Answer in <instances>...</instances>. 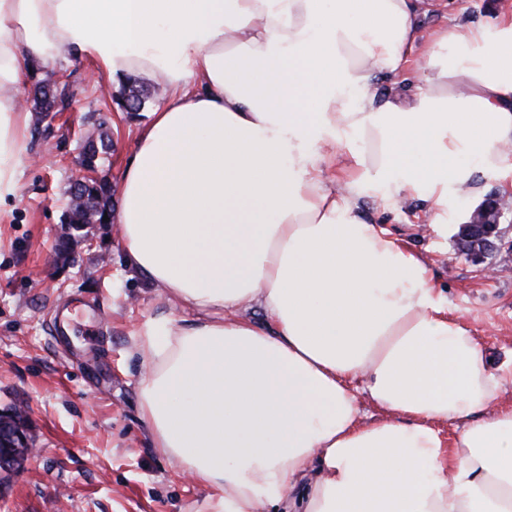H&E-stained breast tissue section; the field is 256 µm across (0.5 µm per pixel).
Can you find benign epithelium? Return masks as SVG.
<instances>
[{"instance_id": "obj_1", "label": "benign epithelium", "mask_w": 512, "mask_h": 512, "mask_svg": "<svg viewBox=\"0 0 512 512\" xmlns=\"http://www.w3.org/2000/svg\"><path fill=\"white\" fill-rule=\"evenodd\" d=\"M504 216V199L494 191L474 208L461 226L462 249L478 260L495 250L501 241L500 223ZM25 419L26 408L15 406L0 413V479L7 480L21 470L22 460L35 453Z\"/></svg>"}]
</instances>
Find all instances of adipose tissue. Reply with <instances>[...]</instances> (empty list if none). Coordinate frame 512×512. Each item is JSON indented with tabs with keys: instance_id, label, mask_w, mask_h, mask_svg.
Masks as SVG:
<instances>
[{
	"instance_id": "adipose-tissue-1",
	"label": "adipose tissue",
	"mask_w": 512,
	"mask_h": 512,
	"mask_svg": "<svg viewBox=\"0 0 512 512\" xmlns=\"http://www.w3.org/2000/svg\"><path fill=\"white\" fill-rule=\"evenodd\" d=\"M425 3L0 0V201L34 67L164 82L117 227L184 312L138 322L132 350L153 445L205 512H512L500 378L423 256L359 211L375 176L437 208L512 161V18L424 38Z\"/></svg>"
}]
</instances>
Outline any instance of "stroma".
Listing matches in <instances>:
<instances>
[{
	"mask_svg": "<svg viewBox=\"0 0 512 512\" xmlns=\"http://www.w3.org/2000/svg\"><path fill=\"white\" fill-rule=\"evenodd\" d=\"M509 13L512 0H450L421 24L487 25ZM60 74L69 105L31 113L18 197L0 205V410L24 403L38 448L0 492V512H199L208 491L154 448L128 356L135 323L168 304L130 275L113 225L74 232L64 222L84 136L104 133L110 149L96 175L119 188L140 130L165 98L146 100L132 116L121 107L123 84L92 62L64 53L41 72ZM396 179L389 173L359 187L364 219L406 230L512 403V272L497 271L512 261V211L501 223L503 246L485 258H468L458 238L483 195L504 189L512 203V176L481 177L471 198L449 196L436 222L426 202L394 196Z\"/></svg>",
	"mask_w": 512,
	"mask_h": 512,
	"instance_id": "obj_1",
	"label": "stroma"
}]
</instances>
